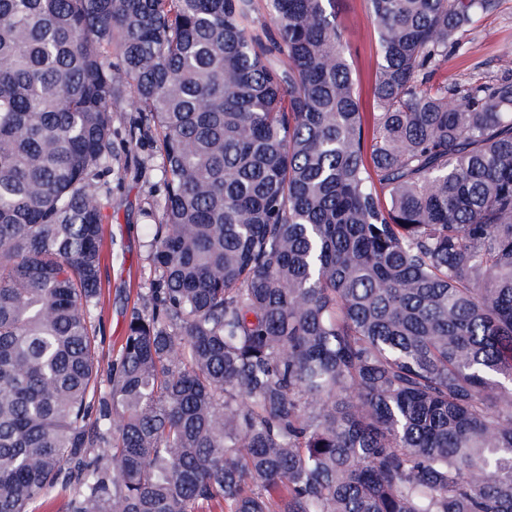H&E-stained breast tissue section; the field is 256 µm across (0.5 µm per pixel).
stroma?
Returning a JSON list of instances; mask_svg holds the SVG:
<instances>
[{
  "instance_id": "35a3bbf8",
  "label": "stroma",
  "mask_w": 512,
  "mask_h": 512,
  "mask_svg": "<svg viewBox=\"0 0 512 512\" xmlns=\"http://www.w3.org/2000/svg\"><path fill=\"white\" fill-rule=\"evenodd\" d=\"M337 21L346 44L360 94L362 111H373L372 84L379 60L378 29L364 0H338ZM512 56V0H494L493 7L479 15L459 35V46L439 67L434 83L463 86L501 77L505 57ZM138 114L131 101H124L112 115V174L99 183L105 204V259L101 267L103 295L100 311V363L108 365L116 355L133 309L155 277L149 260L147 226L150 214L160 212L164 199L162 156L155 135L143 138L137 153L147 164L137 170L126 166L129 127Z\"/></svg>"
}]
</instances>
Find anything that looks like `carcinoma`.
I'll return each mask as SVG.
<instances>
[{"label":"carcinoma","mask_w":512,"mask_h":512,"mask_svg":"<svg viewBox=\"0 0 512 512\" xmlns=\"http://www.w3.org/2000/svg\"><path fill=\"white\" fill-rule=\"evenodd\" d=\"M0 0V512H512V64L492 0ZM160 136L157 278L107 369L112 112ZM336 16L346 44V53L360 94L363 112H374L372 84L379 60L378 29L364 0H339ZM506 55L512 60V0H495L490 10L460 33L458 48L436 70L433 82L448 83L450 88L499 79Z\"/></svg>","instance_id":"cac0c4a2"}]
</instances>
